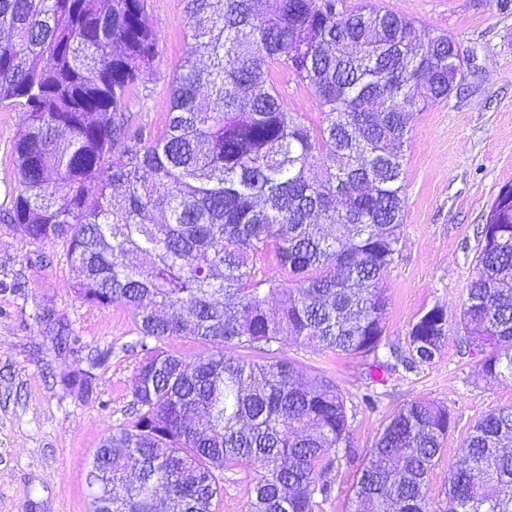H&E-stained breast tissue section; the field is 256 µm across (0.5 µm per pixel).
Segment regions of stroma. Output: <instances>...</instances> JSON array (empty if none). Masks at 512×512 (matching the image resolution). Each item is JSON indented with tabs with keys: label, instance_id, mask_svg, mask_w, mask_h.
<instances>
[{
	"label": "stroma",
	"instance_id": "stroma-1",
	"mask_svg": "<svg viewBox=\"0 0 512 512\" xmlns=\"http://www.w3.org/2000/svg\"><path fill=\"white\" fill-rule=\"evenodd\" d=\"M378 7L454 35L471 74L458 93L420 112L406 150L400 255L384 284L391 298L387 340L404 344L421 312L448 313V341L432 364L385 373L373 382L356 358L293 341L277 356L302 374L333 380L352 411L347 443L354 464L335 462L332 491L316 512H348L359 463L365 462L389 417L414 400L447 406L453 419L429 475L431 512H443L448 466L471 427L490 410L512 405V379L481 372L479 353L466 352L458 321L475 275L478 229L501 187L512 184V4L498 0H375ZM158 34L149 73L126 99L131 125L153 139L170 112L169 87L184 51L181 0H148ZM21 114L0 108V212L17 187L12 147ZM52 308L72 341L59 349L38 321ZM133 316L78 299L63 243H29L0 220V512H89L87 462L112 426L128 421L131 380L141 360L133 349ZM91 372V388L71 384ZM373 394L374 408L363 403ZM255 465L225 473L218 512H246Z\"/></svg>",
	"mask_w": 512,
	"mask_h": 512
}]
</instances>
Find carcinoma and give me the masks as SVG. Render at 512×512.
I'll use <instances>...</instances> for the list:
<instances>
[{
    "label": "carcinoma",
    "instance_id": "obj_1",
    "mask_svg": "<svg viewBox=\"0 0 512 512\" xmlns=\"http://www.w3.org/2000/svg\"><path fill=\"white\" fill-rule=\"evenodd\" d=\"M182 3L168 125L148 140L125 112L157 53L146 0H0V107L22 112L4 217L22 240L66 244L81 300L133 313V410L89 461L91 512H216L217 474L248 463L259 473L247 512H315L334 461L352 462L343 394L287 358L226 349L270 352L291 337L370 372L434 361L446 309L389 345L383 280L400 252L404 147L415 115L458 89L457 45L346 0ZM288 75L318 100L319 125L288 107ZM478 234L459 325L481 371L512 379L511 188ZM173 336L207 352L171 353ZM450 427L435 401L395 412L351 512H430ZM460 454L446 512H512V405L478 420Z\"/></svg>",
    "mask_w": 512,
    "mask_h": 512
}]
</instances>
